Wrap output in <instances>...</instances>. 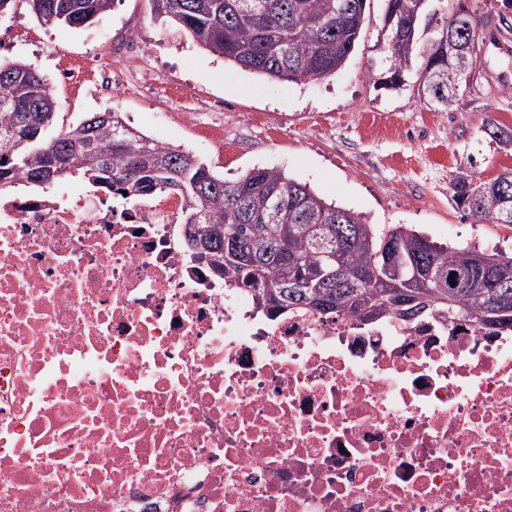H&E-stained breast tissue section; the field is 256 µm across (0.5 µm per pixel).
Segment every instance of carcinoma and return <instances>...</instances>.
I'll return each mask as SVG.
<instances>
[{"mask_svg":"<svg viewBox=\"0 0 512 512\" xmlns=\"http://www.w3.org/2000/svg\"><path fill=\"white\" fill-rule=\"evenodd\" d=\"M44 25L91 24L114 0H27ZM433 0H386L383 29L393 85L414 70L428 102L448 109L459 79L445 58L453 34L465 43L478 21L453 14L434 23ZM156 18L186 31L196 44L238 68L274 82L335 74L355 48L367 0H150ZM56 99L30 65L0 60V191L20 184L45 189L80 174L91 187L127 200L176 193L182 223L216 251L210 272L253 289L270 313L340 315L373 326L395 319L450 326L474 321L512 329V254L469 243H438L411 224H368L329 203L308 185L273 168L228 181L186 150L130 128L115 112H90L52 132ZM133 193L129 197L125 192ZM457 206L476 223L512 224V170L488 182L459 173ZM456 273L450 277V273ZM481 278L471 288L451 280Z\"/></svg>","mask_w":512,"mask_h":512,"instance_id":"carcinoma-1","label":"carcinoma"}]
</instances>
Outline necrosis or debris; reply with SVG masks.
<instances>
[{"mask_svg": "<svg viewBox=\"0 0 512 512\" xmlns=\"http://www.w3.org/2000/svg\"><path fill=\"white\" fill-rule=\"evenodd\" d=\"M182 207L0 196V512H512V336L263 313Z\"/></svg>", "mask_w": 512, "mask_h": 512, "instance_id": "necrosis-or-debris-1", "label": "necrosis or debris"}]
</instances>
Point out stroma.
<instances>
[{
    "instance_id": "1",
    "label": "stroma",
    "mask_w": 512,
    "mask_h": 512,
    "mask_svg": "<svg viewBox=\"0 0 512 512\" xmlns=\"http://www.w3.org/2000/svg\"><path fill=\"white\" fill-rule=\"evenodd\" d=\"M462 3L478 19L482 52L473 83L445 112L415 84L387 83L384 0H370L345 67L306 83L271 82L224 62L154 18L148 0H116L81 29L43 25L27 0H15L0 14V59L48 79L57 126L118 112L225 179L275 168L367 223L414 224L440 242L511 253L512 226L473 223L451 181L460 171L489 181L512 169V147L489 134L512 130V0H438L437 13L449 18ZM62 54L119 77L107 91H78L58 68ZM214 127L223 139L207 137Z\"/></svg>"
}]
</instances>
